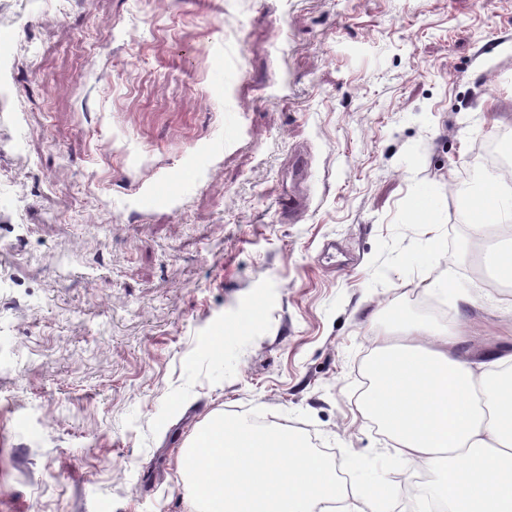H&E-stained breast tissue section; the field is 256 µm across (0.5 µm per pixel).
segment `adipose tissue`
<instances>
[{
	"instance_id": "1",
	"label": "adipose tissue",
	"mask_w": 512,
	"mask_h": 512,
	"mask_svg": "<svg viewBox=\"0 0 512 512\" xmlns=\"http://www.w3.org/2000/svg\"><path fill=\"white\" fill-rule=\"evenodd\" d=\"M409 339L427 350L376 347L381 372L363 408L381 422L407 462L439 472L434 497L442 512H512V398L493 384L512 378V352L483 360L457 356L461 337L403 320Z\"/></svg>"
}]
</instances>
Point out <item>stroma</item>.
<instances>
[{
    "label": "stroma",
    "mask_w": 512,
    "mask_h": 512,
    "mask_svg": "<svg viewBox=\"0 0 512 512\" xmlns=\"http://www.w3.org/2000/svg\"><path fill=\"white\" fill-rule=\"evenodd\" d=\"M1 26L0 512H189L183 448L255 407L335 463L391 454L361 401L396 322L512 346V229L463 197L512 191L483 162L512 149V0H0ZM230 107L256 136L227 151ZM388 478L427 512L434 473Z\"/></svg>",
    "instance_id": "obj_1"
}]
</instances>
